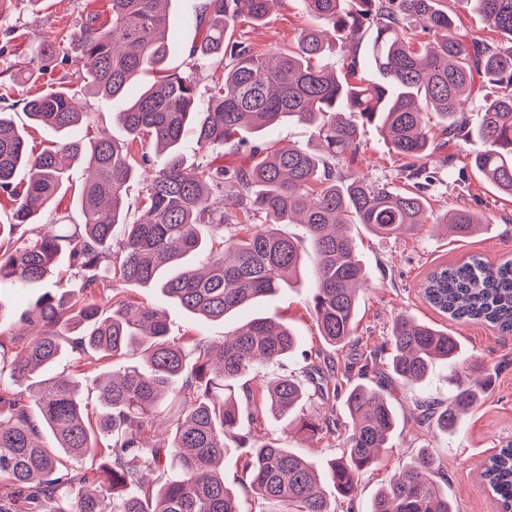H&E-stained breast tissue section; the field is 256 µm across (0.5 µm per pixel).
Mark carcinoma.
<instances>
[{
    "label": "carcinoma",
    "mask_w": 512,
    "mask_h": 512,
    "mask_svg": "<svg viewBox=\"0 0 512 512\" xmlns=\"http://www.w3.org/2000/svg\"><path fill=\"white\" fill-rule=\"evenodd\" d=\"M164 0H109L110 16H86L79 30L36 45L39 57L60 52L81 59L75 81L57 79L24 100L35 126L62 134L59 145L28 151L27 131L0 110V194L19 202L0 224V312L26 288L48 280L67 258L78 291H45L20 315L35 330L25 340H0V512H242L224 481V457L241 460L242 475L260 512H334V498L353 500L361 473L378 465L397 427L393 391L353 384L344 405L351 428L325 475L278 440L240 432L236 389L258 364L273 365L295 352L297 336L270 318L239 323L224 343L205 337L183 342L168 334L163 309L112 295L103 306L94 295L112 284L156 288L185 312L226 320L237 310L283 289L301 263L302 244L278 232L300 224L316 255L312 315L332 348L355 341L359 296L367 280L350 227L389 237L422 223L434 172L425 160L444 148L428 135L434 111L448 140L477 137L475 170L497 191L512 195V0H457L479 14L505 42L475 36L456 24L438 0H304L315 23L295 46L272 56L247 40H231L239 22L260 24L275 0H205L206 25L189 53L190 69L216 58L211 98L196 110V85L184 73H166L171 51ZM421 24L432 39L417 40ZM371 33L367 60L379 80L362 75L359 55ZM341 45V67L326 48ZM154 82L133 100L128 87L145 73ZM93 87L112 106L124 139L83 137L75 130L87 113L73 105L74 84ZM479 103L474 130L460 120L468 102ZM288 120L307 127L318 151L289 145L265 152L254 146L242 163L190 167L187 138L203 148L241 144L243 130L260 134ZM375 122L384 141L404 161L414 190L369 183L336 173V162L357 151L361 124ZM139 143L141 152L131 150ZM164 163L145 187L144 217L127 220L126 191L150 152ZM83 162L88 177L78 196V224H40L38 218L66 182L69 163ZM27 172L24 193L14 176ZM235 189L240 212L220 205ZM484 224L465 209L444 213L438 225L468 238ZM237 234L213 250L201 229ZM427 303L452 321H479L512 335V260L497 265L477 255L433 270L424 284ZM68 350L78 363L138 356L140 363L93 380H34ZM384 358L393 386L423 383L433 364L451 367L448 406H421L420 420L435 419L452 433L458 418L476 406L491 384L486 370L465 363L448 330L398 316L389 339L365 359ZM33 379L22 399L11 385ZM322 367L309 382L288 376L264 382L263 409L300 431L332 435L304 406L330 389ZM55 440L44 445V434ZM235 447L230 448L227 441ZM100 460L80 469L73 462ZM167 473L155 486L150 476ZM440 467L426 450L376 493L369 512H456L443 491ZM486 481L504 510L512 508V441L486 463Z\"/></svg>",
    "instance_id": "obj_1"
}]
</instances>
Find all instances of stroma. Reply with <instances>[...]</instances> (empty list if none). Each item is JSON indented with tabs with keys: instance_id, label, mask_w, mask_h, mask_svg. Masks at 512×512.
<instances>
[{
	"instance_id": "stroma-1",
	"label": "stroma",
	"mask_w": 512,
	"mask_h": 512,
	"mask_svg": "<svg viewBox=\"0 0 512 512\" xmlns=\"http://www.w3.org/2000/svg\"><path fill=\"white\" fill-rule=\"evenodd\" d=\"M106 0H14L11 12L0 18V79L14 80L15 96L23 99L41 94L47 84L65 73L78 69L75 58L56 55L31 59L35 43L51 41L77 30L87 13L104 11ZM203 0H169L165 11L169 18L173 50L168 69L182 72L187 67L190 47L200 41L203 28L197 18ZM312 19L302 0H278L266 22L260 26H237L234 38L251 42L262 52L292 47L301 28ZM481 147L479 141H454L445 151L453 157L452 168L442 170L429 193L432 222L395 236L380 237L364 229H354L359 257L369 282L361 295L356 318L355 337L363 346L384 343L397 315L405 314L449 333L460 341L463 355L488 369L492 384L481 402L461 415L452 433L418 423L417 403L430 401L447 405L448 365L436 362L428 378L419 385L396 390L393 401L398 427L393 448L381 463L364 473L358 482L354 503H336V512H368L376 491L426 448L437 459L447 480L449 497L458 512H498L496 500L481 487L478 476L485 458L499 444L512 440V336L474 322H454L443 318L425 301L422 293L428 273L436 266L450 264L478 255L492 264L512 258V198L496 192L477 172L470 160ZM340 172L354 171L371 181L392 183L402 188L406 182L399 163L388 150L378 129L365 125L356 155L338 165ZM70 181L58 198L40 216L41 223L66 221L76 224L80 214L76 197L84 181L85 167H70ZM466 209L487 219L488 225L476 235L460 239L439 231L434 220L446 211ZM316 255L311 246L303 248L300 280L274 297L264 299L258 314L289 324L297 334L298 350L275 366V373L302 376L308 368L307 352L321 348L315 320L308 301L313 285ZM132 301L163 305L171 337L205 336L220 341L230 330V323L206 321L188 315L180 307L163 303L151 288L123 287ZM242 428L269 434L282 445L309 459L318 470H326L347 434L348 419L339 398L316 401L315 417L336 420L335 435H309L284 431L282 422L270 415L251 417L250 407L242 409Z\"/></svg>"
}]
</instances>
